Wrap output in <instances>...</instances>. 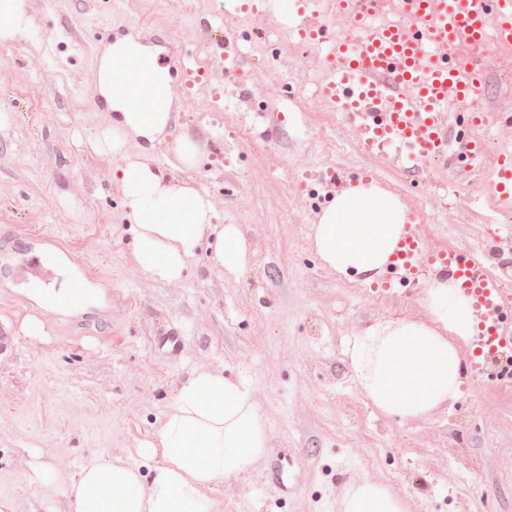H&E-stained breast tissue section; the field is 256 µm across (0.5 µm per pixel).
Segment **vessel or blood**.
<instances>
[{
    "mask_svg": "<svg viewBox=\"0 0 512 512\" xmlns=\"http://www.w3.org/2000/svg\"><path fill=\"white\" fill-rule=\"evenodd\" d=\"M291 7L302 13L298 34L306 42L324 37L326 16L349 19L348 35L334 42L320 97L359 122L366 147L403 144L417 162L444 151L450 102H465L484 89L477 51L491 39L512 44V0H327L324 10L311 13L306 0H292ZM492 14L499 24L491 33L486 20ZM420 251L419 241L405 238L390 264L391 275L414 274ZM434 261L455 275L473 299V371L512 372V336L503 333L512 300L479 259L452 250Z\"/></svg>",
    "mask_w": 512,
    "mask_h": 512,
    "instance_id": "obj_1",
    "label": "vessel or blood"
}]
</instances>
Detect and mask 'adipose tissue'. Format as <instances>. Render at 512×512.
Wrapping results in <instances>:
<instances>
[{
	"label": "adipose tissue",
	"mask_w": 512,
	"mask_h": 512,
	"mask_svg": "<svg viewBox=\"0 0 512 512\" xmlns=\"http://www.w3.org/2000/svg\"><path fill=\"white\" fill-rule=\"evenodd\" d=\"M144 58L150 79L126 74L123 60ZM98 89L114 117L94 152L123 155L113 173L132 221L131 261L147 278L176 282L206 240L214 263L238 273L245 245L233 225L215 221L208 193L196 183L128 153L131 139L154 142L171 122L170 78L157 54L120 40L100 62ZM151 111H140L141 102ZM410 213L402 200L375 181L357 179L325 203L311 227L312 246L337 276L374 281L384 274L405 238ZM424 321H392L355 336L346 354L355 377L379 413L412 419L448 405L460 392V348L475 334L473 300L447 271L426 275ZM264 422L243 379L218 370L191 375L176 390L144 456L150 474L123 458L101 452L80 463L57 488L70 512H214L208 493L247 471L266 451ZM407 501L381 484L362 481L345 492L339 512H409Z\"/></svg>",
	"instance_id": "obj_1"
}]
</instances>
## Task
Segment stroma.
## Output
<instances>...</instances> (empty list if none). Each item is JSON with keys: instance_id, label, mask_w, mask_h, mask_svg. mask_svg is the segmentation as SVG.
Masks as SVG:
<instances>
[{"instance_id": "1", "label": "stroma", "mask_w": 512, "mask_h": 512, "mask_svg": "<svg viewBox=\"0 0 512 512\" xmlns=\"http://www.w3.org/2000/svg\"><path fill=\"white\" fill-rule=\"evenodd\" d=\"M238 0H30L26 40L0 46V261L41 256L49 284L95 289L87 310L37 308L28 284L0 270V500L10 512H69L66 499L31 483L42 464L74 476L102 451L148 467L152 437L181 380L197 370L242 376L264 419V460L217 485L221 512H338L364 480L405 497L411 512H512V381L463 367L458 400L403 421L376 413L345 354L374 324L423 320L421 285L341 280L309 239L336 187L362 177L409 207L424 253L479 258L512 292V199L490 193L487 166L430 164L418 174L369 151L362 130L316 99L334 18L322 42L304 43L279 0L245 13ZM151 29L187 66L218 57L209 86L172 85L170 138L205 143L199 168L180 171L209 193L220 224L236 225L248 264L236 275L201 252L182 279L158 283L129 261L130 219L112 171L121 156L87 152L108 126L99 107V58L108 36ZM488 86L456 105L452 136L512 154V45L479 52ZM484 110L477 129L465 115ZM44 333L19 331L24 308ZM99 339L76 340L80 325ZM182 338L177 355L160 340ZM282 458L284 483L269 462Z\"/></svg>"}]
</instances>
